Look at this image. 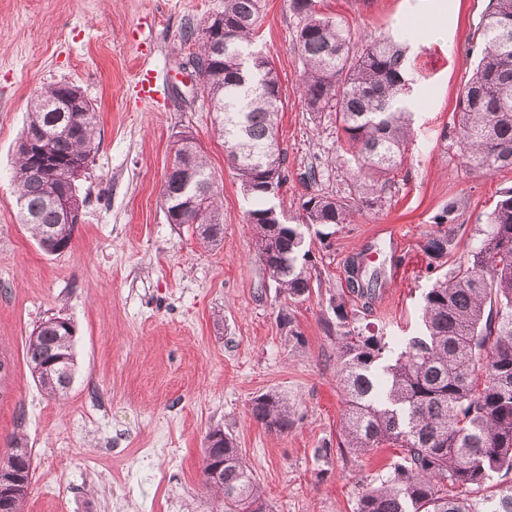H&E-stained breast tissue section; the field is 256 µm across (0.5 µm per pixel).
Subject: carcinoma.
Masks as SVG:
<instances>
[{
    "label": "carcinoma",
    "mask_w": 512,
    "mask_h": 512,
    "mask_svg": "<svg viewBox=\"0 0 512 512\" xmlns=\"http://www.w3.org/2000/svg\"><path fill=\"white\" fill-rule=\"evenodd\" d=\"M260 0H224L211 18L223 29V47L202 32L189 62L202 93L220 116L224 160L235 170L249 200L257 254L279 291L291 300L311 292L306 231L351 224L363 211L378 213L386 178L402 162L413 134L406 48L387 35L357 48L343 20L320 15L316 0H291L303 24L296 49L301 61L300 93L307 111L334 118L337 142L354 160L353 182L336 193L315 192L286 217L276 199L287 181V155L277 142L282 88L271 59L254 43ZM478 65L459 93L456 144L467 165L485 174L512 168V0H491L480 33ZM96 110L81 89L61 82L34 99L26 131L48 137L45 146L61 164L36 171L19 152L15 188L22 221L49 254L65 250L77 225L52 203L55 192L70 194L79 209L85 200L65 179L71 164L93 160ZM188 161V184L174 170L162 197L171 224H194L200 236L221 233L220 205L204 151L193 135L177 140L173 165ZM448 208L434 217L437 230L424 246L427 256L448 263L454 237ZM378 276L347 282L348 293L375 296ZM337 376L345 397L338 451L368 453L396 449L389 466L358 496L355 512H512V487L494 482L512 474V187L500 190L486 223L475 225L474 242L462 259L424 293L420 335L397 341L365 333L336 297ZM68 319L51 317L26 340L33 378L54 399L64 389L37 372L50 351L74 355ZM250 418L266 430L286 433L295 411L275 391L252 398ZM202 473L224 450V512H263L264 492L232 436L214 429L206 438ZM32 449L16 436L0 459L19 486L29 487ZM497 488L483 501L463 496L471 487Z\"/></svg>",
    "instance_id": "obj_1"
}]
</instances>
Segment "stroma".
Segmentation results:
<instances>
[{
  "label": "stroma",
  "mask_w": 512,
  "mask_h": 512,
  "mask_svg": "<svg viewBox=\"0 0 512 512\" xmlns=\"http://www.w3.org/2000/svg\"><path fill=\"white\" fill-rule=\"evenodd\" d=\"M490 0H317L341 16L354 41L401 32L413 86L414 137L378 215L342 224L312 242L313 287L295 302L276 289L245 220L241 182L224 161L215 115L188 60L186 33L201 32L224 0H0V457L22 435L33 457L23 512H222L201 464L210 430L230 434L271 512H354L363 483L392 451H336L345 409L337 343L327 330L332 296L358 257L381 272L370 305L350 298L357 323L405 338L422 329L421 297L436 274L424 245L433 218L453 207L451 259L466 255L512 170L466 167L453 139L457 98L482 48ZM300 18L289 0H261L256 43L273 61L283 92L279 142L288 181L279 204L296 214L311 187L309 168L331 192L354 162L328 119L307 111L294 50ZM152 71L155 100L138 75ZM77 85L98 113L96 153L79 189L86 196L70 247L41 250L20 221L13 192L16 145L35 95ZM192 131L223 202V231L205 242L195 227L168 223L161 198L172 145ZM402 226L393 251L383 226ZM287 312L303 344L288 340ZM75 328V372L64 400L50 399L26 365L31 330L51 316ZM275 391L295 410L285 433L248 414L251 399ZM330 458H321L322 448Z\"/></svg>",
  "instance_id": "1"
}]
</instances>
